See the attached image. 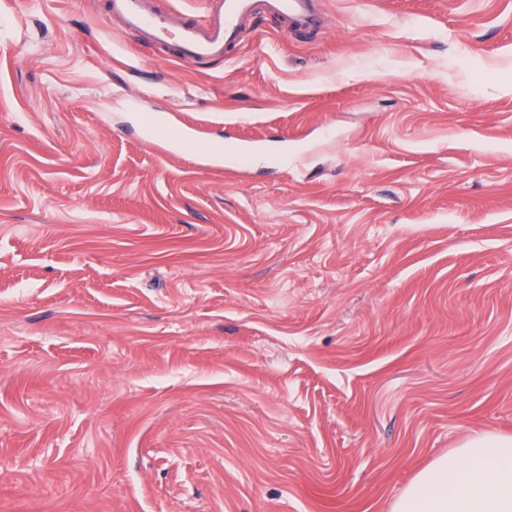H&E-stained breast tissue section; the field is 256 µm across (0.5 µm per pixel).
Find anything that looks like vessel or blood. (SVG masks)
<instances>
[{
  "mask_svg": "<svg viewBox=\"0 0 512 512\" xmlns=\"http://www.w3.org/2000/svg\"><path fill=\"white\" fill-rule=\"evenodd\" d=\"M106 14L146 45H171L187 63L229 60L246 32L264 17L302 34L322 27L313 0H208L200 16L170 10L160 0H107Z\"/></svg>",
  "mask_w": 512,
  "mask_h": 512,
  "instance_id": "1",
  "label": "vessel or blood"
}]
</instances>
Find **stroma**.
Wrapping results in <instances>:
<instances>
[{
	"mask_svg": "<svg viewBox=\"0 0 512 512\" xmlns=\"http://www.w3.org/2000/svg\"><path fill=\"white\" fill-rule=\"evenodd\" d=\"M188 64L0 0V512H390L512 436V0H315Z\"/></svg>",
	"mask_w": 512,
	"mask_h": 512,
	"instance_id": "obj_1",
	"label": "stroma"
}]
</instances>
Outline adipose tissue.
Listing matches in <instances>:
<instances>
[{
    "mask_svg": "<svg viewBox=\"0 0 512 512\" xmlns=\"http://www.w3.org/2000/svg\"><path fill=\"white\" fill-rule=\"evenodd\" d=\"M391 512H512V438H467L420 471Z\"/></svg>",
    "mask_w": 512,
    "mask_h": 512,
    "instance_id": "obj_1",
    "label": "adipose tissue"
}]
</instances>
